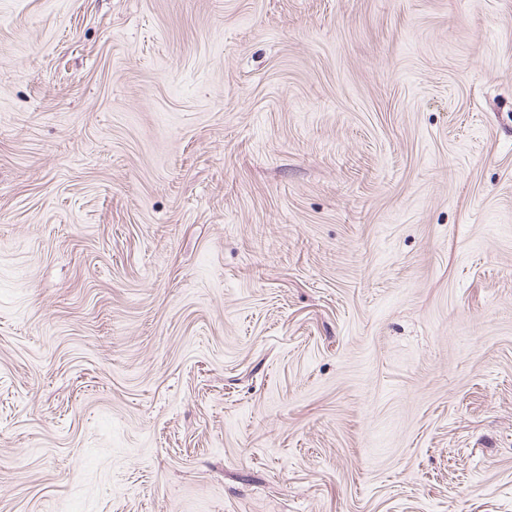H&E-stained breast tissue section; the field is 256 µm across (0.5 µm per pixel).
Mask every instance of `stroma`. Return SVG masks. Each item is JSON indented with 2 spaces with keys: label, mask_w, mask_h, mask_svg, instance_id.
<instances>
[{
  "label": "stroma",
  "mask_w": 512,
  "mask_h": 512,
  "mask_svg": "<svg viewBox=\"0 0 512 512\" xmlns=\"http://www.w3.org/2000/svg\"><path fill=\"white\" fill-rule=\"evenodd\" d=\"M0 512H512V0H0Z\"/></svg>",
  "instance_id": "stroma-1"
}]
</instances>
